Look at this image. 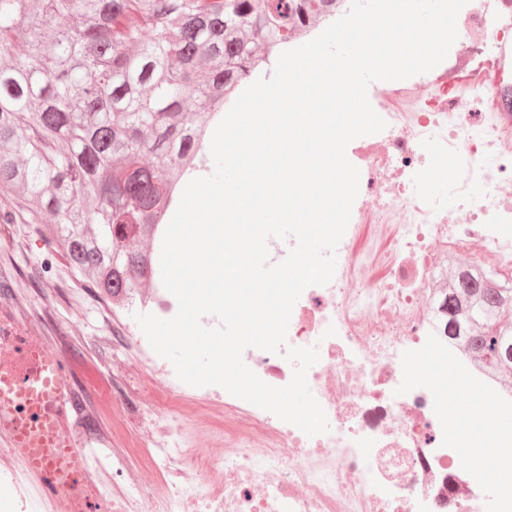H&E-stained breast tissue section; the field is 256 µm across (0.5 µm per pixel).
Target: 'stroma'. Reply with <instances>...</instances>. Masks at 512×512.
I'll return each instance as SVG.
<instances>
[{"label":"stroma","mask_w":512,"mask_h":512,"mask_svg":"<svg viewBox=\"0 0 512 512\" xmlns=\"http://www.w3.org/2000/svg\"><path fill=\"white\" fill-rule=\"evenodd\" d=\"M3 235L11 245L0 247V276L10 280L0 288V309L66 357L87 407L83 427L106 452L125 453L128 437L116 426L112 390L121 388L130 400L144 404L153 388L137 369L136 350L113 341L112 323L121 318L120 308L52 250L38 225L0 224Z\"/></svg>","instance_id":"obj_1"}]
</instances>
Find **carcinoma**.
<instances>
[{"mask_svg":"<svg viewBox=\"0 0 512 512\" xmlns=\"http://www.w3.org/2000/svg\"><path fill=\"white\" fill-rule=\"evenodd\" d=\"M335 0H0V224H39L98 293L155 273L211 115ZM67 150L62 152L59 145ZM152 156L149 166L142 155ZM448 336L512 372V283L448 262Z\"/></svg>","mask_w":512,"mask_h":512,"instance_id":"carcinoma-1","label":"carcinoma"}]
</instances>
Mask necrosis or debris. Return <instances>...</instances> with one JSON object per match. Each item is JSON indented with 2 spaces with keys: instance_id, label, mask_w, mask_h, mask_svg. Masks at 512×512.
<instances>
[{
  "instance_id": "obj_1",
  "label": "necrosis or debris",
  "mask_w": 512,
  "mask_h": 512,
  "mask_svg": "<svg viewBox=\"0 0 512 512\" xmlns=\"http://www.w3.org/2000/svg\"><path fill=\"white\" fill-rule=\"evenodd\" d=\"M457 29L434 69L376 86L387 126L364 154L362 203L332 280L291 313L287 345L318 348L307 380L329 432L310 437L222 387L187 385L136 322L113 324L160 393L138 436L151 478L126 492L98 484L107 512L144 501L151 512H512V427L500 422L512 389L448 338L438 288L451 256L512 280V0H468ZM366 224L379 246L361 252ZM243 359L273 386L296 368L257 348ZM448 385L498 400L468 415ZM202 414L223 451L196 446Z\"/></svg>"
}]
</instances>
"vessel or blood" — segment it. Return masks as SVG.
Masks as SVG:
<instances>
[{"mask_svg": "<svg viewBox=\"0 0 512 512\" xmlns=\"http://www.w3.org/2000/svg\"><path fill=\"white\" fill-rule=\"evenodd\" d=\"M0 442L59 512H90L91 465L71 437L79 402L67 362L42 338L0 318Z\"/></svg>", "mask_w": 512, "mask_h": 512, "instance_id": "1", "label": "vessel or blood"}]
</instances>
